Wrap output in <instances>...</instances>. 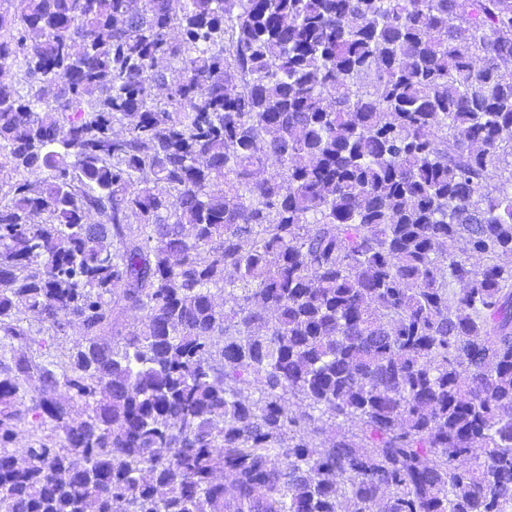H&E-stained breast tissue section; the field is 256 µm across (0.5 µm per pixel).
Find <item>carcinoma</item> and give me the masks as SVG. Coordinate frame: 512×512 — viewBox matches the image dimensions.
Here are the masks:
<instances>
[{"label":"carcinoma","mask_w":512,"mask_h":512,"mask_svg":"<svg viewBox=\"0 0 512 512\" xmlns=\"http://www.w3.org/2000/svg\"><path fill=\"white\" fill-rule=\"evenodd\" d=\"M12 2L0 512H512V0Z\"/></svg>","instance_id":"cac0c4a2"}]
</instances>
